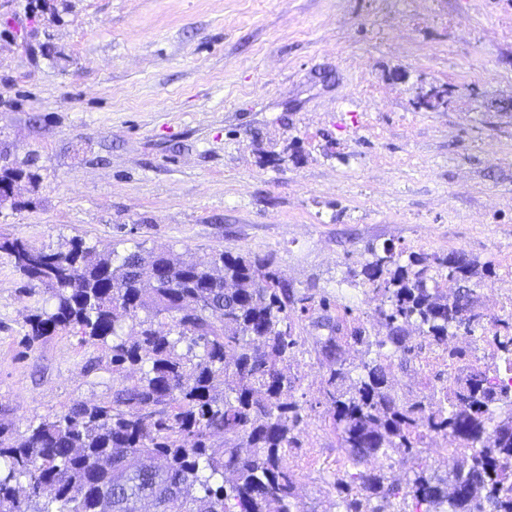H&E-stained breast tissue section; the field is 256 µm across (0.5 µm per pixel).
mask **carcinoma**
I'll use <instances>...</instances> for the list:
<instances>
[{
	"mask_svg": "<svg viewBox=\"0 0 512 512\" xmlns=\"http://www.w3.org/2000/svg\"><path fill=\"white\" fill-rule=\"evenodd\" d=\"M24 178L19 166L0 167V184ZM0 252L53 301L32 315L27 343L75 330L110 345L117 381L112 400L76 402L0 441V512H135L147 499L152 512H307L289 461L303 422L290 358L310 339L328 369L321 404L336 448L354 468L336 476L340 512H512V411L493 418L497 403L512 407V388L481 367L438 405L389 384L394 366L411 368V329L444 349L456 330H484L475 290L456 284L491 276V265L458 251L405 262L391 247L372 252L358 276L380 301L385 335L371 336L332 316L326 299L297 295L268 258L221 251L197 262L139 246L121 256L81 239L64 250L6 238ZM314 309L312 327L325 335L296 333L294 316ZM161 317L166 332L155 328ZM494 340L511 366L512 313L496 319ZM354 346L375 352L356 376L345 358ZM127 365L142 366L140 376L124 374ZM434 435L453 443L449 481L421 459ZM396 448L404 482L370 467Z\"/></svg>",
	"mask_w": 512,
	"mask_h": 512,
	"instance_id": "carcinoma-1",
	"label": "carcinoma"
}]
</instances>
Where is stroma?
Returning <instances> with one entry per match:
<instances>
[{
    "label": "stroma",
    "instance_id": "1",
    "mask_svg": "<svg viewBox=\"0 0 512 512\" xmlns=\"http://www.w3.org/2000/svg\"><path fill=\"white\" fill-rule=\"evenodd\" d=\"M448 106L417 107L429 87ZM0 237L269 258L369 334L371 249L512 266V0H0ZM50 295L0 253V423L112 398L109 347L34 346ZM307 512L340 460L314 345L291 361Z\"/></svg>",
    "mask_w": 512,
    "mask_h": 512
}]
</instances>
